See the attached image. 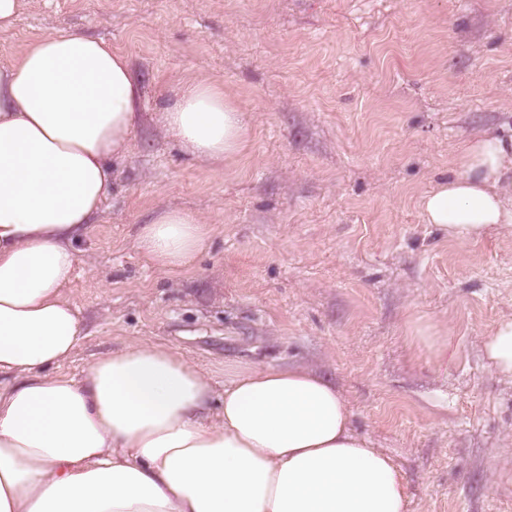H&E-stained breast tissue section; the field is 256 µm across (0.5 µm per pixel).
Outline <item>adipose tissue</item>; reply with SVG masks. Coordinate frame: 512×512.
<instances>
[{
    "label": "adipose tissue",
    "instance_id": "1",
    "mask_svg": "<svg viewBox=\"0 0 512 512\" xmlns=\"http://www.w3.org/2000/svg\"><path fill=\"white\" fill-rule=\"evenodd\" d=\"M142 86L127 55L79 31L46 34L0 68V512H407L395 461L351 426L348 399L321 371L253 365L224 381L142 342L61 371L86 337L65 294L78 240L103 213L112 165L127 158ZM213 169L247 147L249 116L199 77L160 116ZM420 206L458 242L512 236V135L484 134ZM180 206L140 225L136 247L169 276L211 240ZM512 379V315L482 339Z\"/></svg>",
    "mask_w": 512,
    "mask_h": 512
}]
</instances>
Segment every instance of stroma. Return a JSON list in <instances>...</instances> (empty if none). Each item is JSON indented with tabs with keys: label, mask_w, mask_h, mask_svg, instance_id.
<instances>
[{
	"label": "stroma",
	"mask_w": 512,
	"mask_h": 512,
	"mask_svg": "<svg viewBox=\"0 0 512 512\" xmlns=\"http://www.w3.org/2000/svg\"><path fill=\"white\" fill-rule=\"evenodd\" d=\"M59 30L126 53L145 100L79 244L87 336L66 371L150 341L190 357L218 408L229 368L306 365L395 457L409 512H512V380L481 346L512 313V236L458 243L420 208L465 143L512 130V0H26L0 67ZM199 76L253 118L219 172L158 120ZM166 205L213 226L173 279L134 245Z\"/></svg>",
	"instance_id": "obj_1"
}]
</instances>
